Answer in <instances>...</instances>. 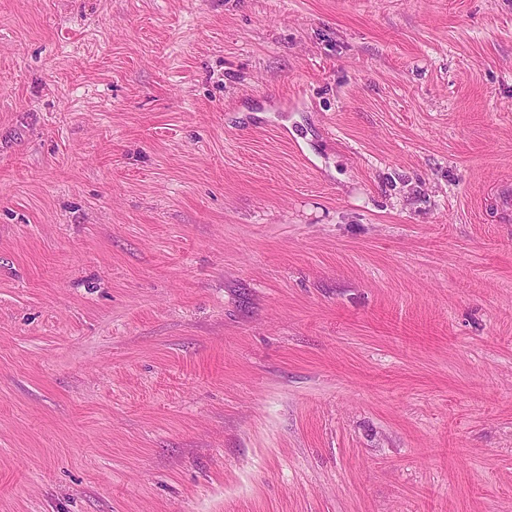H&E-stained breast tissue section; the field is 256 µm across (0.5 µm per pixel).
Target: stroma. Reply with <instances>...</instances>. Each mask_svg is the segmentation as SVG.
Wrapping results in <instances>:
<instances>
[{
	"mask_svg": "<svg viewBox=\"0 0 512 512\" xmlns=\"http://www.w3.org/2000/svg\"><path fill=\"white\" fill-rule=\"evenodd\" d=\"M512 0H0V512H512Z\"/></svg>",
	"mask_w": 512,
	"mask_h": 512,
	"instance_id": "obj_1",
	"label": "stroma"
}]
</instances>
